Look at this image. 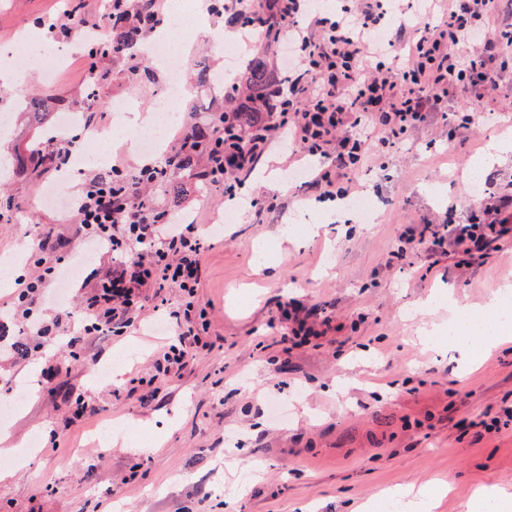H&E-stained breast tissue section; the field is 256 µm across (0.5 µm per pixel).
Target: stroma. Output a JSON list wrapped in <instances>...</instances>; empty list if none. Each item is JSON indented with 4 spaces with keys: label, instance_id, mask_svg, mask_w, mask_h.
<instances>
[{
    "label": "stroma",
    "instance_id": "1",
    "mask_svg": "<svg viewBox=\"0 0 512 512\" xmlns=\"http://www.w3.org/2000/svg\"><path fill=\"white\" fill-rule=\"evenodd\" d=\"M59 0H0V54L18 45L30 28H54L55 53L67 62L52 80L41 75L39 49H32L25 78L0 89V115L10 128L0 134V160L43 141L23 113L20 97H47L54 112H80L84 125L73 138L105 128L108 102L120 96L150 112L165 73L143 56L101 55L99 85L82 60L87 51L57 21ZM224 105V91L205 86L185 99L178 125L164 139V156L180 153L194 127L210 122ZM444 111L470 116L452 129L433 118L394 147L373 144L366 162L351 174L359 194L376 201L372 222L349 212L328 222L312 171L334 168L335 156L314 157L287 148L269 150L256 169L243 172L237 201L202 177L199 166L168 170L150 186L153 201L175 211L208 240L198 288L210 346L176 373L154 378V363L169 334L151 327L168 321L181 300L178 289L149 297L142 321L121 336L89 337L79 358L62 345L86 319L84 300L92 271L110 269L113 258L97 250L68 288L42 285L39 305L60 306L70 316L45 336L30 335L13 316L19 279L42 272L80 243L75 210L41 201L43 189L59 184L63 195H80L104 168L85 164L72 182L35 164L0 173L8 200L0 218V400L22 403L0 415L9 446L31 449L25 463L0 457V512H362L373 498L403 488L446 487L432 512H468L481 487L512 493V425L489 433L468 428L487 406H512V348L485 353L478 369L457 370L459 355L425 350L414 343L421 324L444 326L447 308L419 312L427 297H453L457 307L479 312L488 292L512 284V239L464 267L451 256L419 251L400 260L392 254L406 225L439 222L449 206L467 218L477 204L466 178L479 170L495 190L512 195V151L486 161L494 138L512 139V67L497 92L476 105L448 98ZM279 180L256 186L260 169ZM277 198L274 210L255 214L250 200ZM234 221H226V214ZM317 306L333 321L325 336L284 351L287 324L270 327L279 301ZM28 345L25 356L12 348ZM122 365L120 375L97 376L100 366ZM52 385L30 391L29 380L45 365ZM151 377L153 387H131ZM83 396L92 409L72 416ZM112 426L104 447L91 440ZM59 447H52L49 433Z\"/></svg>",
    "mask_w": 512,
    "mask_h": 512
}]
</instances>
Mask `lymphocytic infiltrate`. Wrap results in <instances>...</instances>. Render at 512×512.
I'll list each match as a JSON object with an SVG mask.
<instances>
[{
    "label": "lymphocytic infiltrate",
    "instance_id": "f902f5d3",
    "mask_svg": "<svg viewBox=\"0 0 512 512\" xmlns=\"http://www.w3.org/2000/svg\"><path fill=\"white\" fill-rule=\"evenodd\" d=\"M314 2L273 0L274 8L267 12L256 0H232L235 16L250 17L251 28L268 35L278 26L287 29L300 67L282 106L243 130L236 146L220 150L208 180L223 187L227 197L236 195L238 173L284 141L312 155L335 150L336 170L320 172L316 181L326 194L350 197L348 173L369 154L366 127L378 129L381 145L401 143L444 99L481 100L497 86L502 64L512 53V24L500 22L499 0H424L423 14L413 20L407 17L405 0H358L354 6L345 2L333 16L318 18L317 37L301 24ZM390 12L400 21L388 29L384 20ZM162 176L147 164L122 183L94 178L85 185L78 208L83 240L109 243L117 259L87 299L90 324L82 335L70 337L66 347L80 350L85 336L96 332L122 335L149 292L176 288L182 296L171 313L177 337L154 364L156 373L167 375L203 346L208 325L192 315L204 243L191 225L173 223L171 210L142 192L143 185ZM484 212L483 223L446 224L428 237L407 228L402 241L434 252L450 249L471 259L512 236V196L485 205ZM135 244L145 246V253L126 258ZM275 318L292 324L290 334L281 339L289 350L324 334L320 321L311 320L304 306L291 300L279 303Z\"/></svg>",
    "mask_w": 512,
    "mask_h": 512
}]
</instances>
